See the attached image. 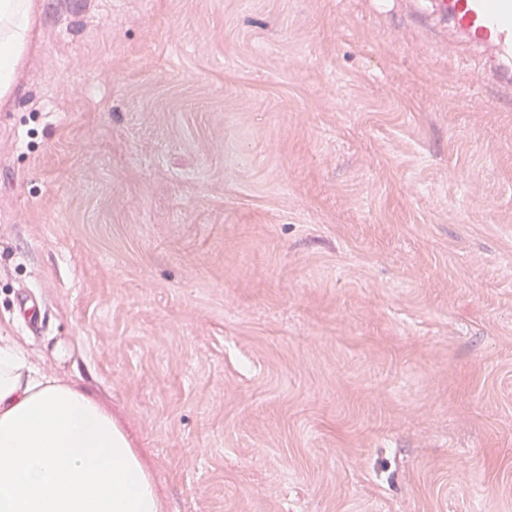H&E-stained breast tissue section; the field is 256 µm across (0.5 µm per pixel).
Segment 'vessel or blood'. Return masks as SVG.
<instances>
[{"label": "vessel or blood", "instance_id": "obj_1", "mask_svg": "<svg viewBox=\"0 0 512 512\" xmlns=\"http://www.w3.org/2000/svg\"><path fill=\"white\" fill-rule=\"evenodd\" d=\"M427 16L485 55L489 80L512 92V0H430Z\"/></svg>", "mask_w": 512, "mask_h": 512}]
</instances>
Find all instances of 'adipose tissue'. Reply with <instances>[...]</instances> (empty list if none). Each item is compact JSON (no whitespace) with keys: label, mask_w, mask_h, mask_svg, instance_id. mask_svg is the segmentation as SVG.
I'll return each instance as SVG.
<instances>
[{"label":"adipose tissue","mask_w":512,"mask_h":512,"mask_svg":"<svg viewBox=\"0 0 512 512\" xmlns=\"http://www.w3.org/2000/svg\"><path fill=\"white\" fill-rule=\"evenodd\" d=\"M39 0H0V107L33 50ZM0 512H165L146 455L112 410L0 333Z\"/></svg>","instance_id":"adipose-tissue-1"}]
</instances>
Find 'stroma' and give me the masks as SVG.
Listing matches in <instances>:
<instances>
[{
    "label": "stroma",
    "mask_w": 512,
    "mask_h": 512,
    "mask_svg": "<svg viewBox=\"0 0 512 512\" xmlns=\"http://www.w3.org/2000/svg\"><path fill=\"white\" fill-rule=\"evenodd\" d=\"M412 11L43 0L0 327L168 512H512V98Z\"/></svg>",
    "instance_id": "stroma-1"
}]
</instances>
